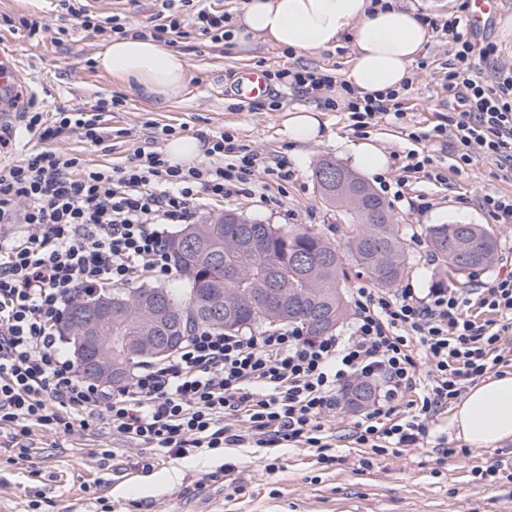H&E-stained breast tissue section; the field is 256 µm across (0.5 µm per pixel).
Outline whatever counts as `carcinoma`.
<instances>
[{"label":"carcinoma","mask_w":512,"mask_h":512,"mask_svg":"<svg viewBox=\"0 0 512 512\" xmlns=\"http://www.w3.org/2000/svg\"><path fill=\"white\" fill-rule=\"evenodd\" d=\"M325 168H337L347 175L344 194L324 183L321 173ZM313 177L325 203L348 220L344 245L303 224L286 229L274 224L269 231L266 225L234 211L185 225L181 233L186 247L180 252L170 250L184 281L182 292L164 288L125 292L123 296L138 302V306L129 311L112 307V323L101 329L102 352L114 360L119 336L131 344L146 335L158 336L162 341L155 352L130 350L120 358L112 386L129 382L139 364L172 355L192 327L244 331L267 321L265 312L246 305L225 308L221 315H214L212 304H224L226 296H243L257 288H285L288 304L282 306L273 322L298 324L306 335L318 337L336 332L345 319L346 263L367 274L380 288H393L401 281L408 257L401 225L390 205L365 179L332 158L320 160ZM425 236L442 268L438 288L462 282L469 272L483 266L485 253L497 249L495 232L482 224H430ZM300 255L317 262L313 273L295 264ZM104 300L103 296H91L70 304L60 324L69 343L75 342L68 329L77 314L89 304Z\"/></svg>","instance_id":"obj_1"}]
</instances>
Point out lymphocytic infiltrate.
<instances>
[{
  "label": "lymphocytic infiltrate",
  "instance_id": "obj_1",
  "mask_svg": "<svg viewBox=\"0 0 512 512\" xmlns=\"http://www.w3.org/2000/svg\"><path fill=\"white\" fill-rule=\"evenodd\" d=\"M494 53L458 40L446 86L459 110L411 135L417 142L452 136L460 168L483 158L512 168V74L492 83L481 75ZM274 77L346 111L361 133L383 118H405L395 92L372 99L349 89L334 100L323 96L333 83L327 74L299 66ZM119 104L101 98L87 110H59L51 121L22 113L42 146L0 168V224L13 227L0 233V435L10 447H29L36 426L66 434L77 423L91 431L103 423L156 456L291 443L315 449L328 465L324 419L349 379L382 385L351 429L356 444L381 455L418 444L430 418L494 368L512 365V347L502 340L512 327L510 271L468 295L359 287L343 336L312 338L290 325L255 334L198 327L172 356L140 365L120 388L81 378L57 331L69 304L148 274L168 278V225L189 223L199 193H241L264 165L227 132L212 136L208 161L191 166L143 148L124 165L88 168L53 149L73 132L94 145L111 138L103 116ZM412 392L416 400L401 407Z\"/></svg>",
  "mask_w": 512,
  "mask_h": 512
}]
</instances>
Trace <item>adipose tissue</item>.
I'll return each mask as SVG.
<instances>
[{"mask_svg":"<svg viewBox=\"0 0 512 512\" xmlns=\"http://www.w3.org/2000/svg\"><path fill=\"white\" fill-rule=\"evenodd\" d=\"M346 34L353 51L343 79L362 97L401 91L410 65L431 37L401 0H245L231 30L242 57L259 40L316 54L336 47ZM96 60L101 69L158 103L177 99L186 85L184 59L150 38H112ZM452 422L478 448L512 438V373L472 386Z\"/></svg>","mask_w":512,"mask_h":512,"instance_id":"1","label":"adipose tissue"}]
</instances>
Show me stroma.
<instances>
[{"mask_svg": "<svg viewBox=\"0 0 512 512\" xmlns=\"http://www.w3.org/2000/svg\"><path fill=\"white\" fill-rule=\"evenodd\" d=\"M404 3L419 17L435 22L436 28L410 66L407 90L400 93L406 120H381L363 136L351 128L346 112L325 108L322 100L301 92L285 90L276 110L269 109L267 100L245 103L231 92L247 67L270 73L303 66L338 81L350 64L352 46L346 38L336 49L314 55L260 41L250 57L239 59L230 45L201 34L192 12H184L181 33L170 48L185 60L190 79L181 97L164 106L98 67L96 56L112 40V31L84 29L61 0H0V40L17 54L41 111L87 110L99 98H120V106L105 116L118 137L99 146L75 134L54 141V149L78 156L86 166L122 165L141 147L165 150L169 138L161 129L167 125L181 136L210 137L226 131L268 162L284 161L288 178L260 170L246 193L228 199L199 194V218L234 210L265 224L311 225L340 243L346 221L325 205L314 185L318 160L332 157L355 167L352 147L364 140L388 157L423 151L435 159L444 178L409 179L405 200L392 207L406 229L410 261L400 285L424 294L435 283L437 263L425 227L483 224L496 232L497 252L492 263L460 284V291L466 292L492 280L502 272L503 261L512 259V225L497 223L480 205L488 193L512 195V169L483 159L469 169L454 170L452 144L417 143L409 134L441 123L449 112L445 76L454 61V34L494 46L493 59L482 65L487 79L512 73V0H501L498 14L476 35L469 28L464 0ZM75 5L145 31L157 24L161 9L160 0H112L105 9L90 0H75ZM451 16L460 20L454 34L439 27ZM22 17L42 21L47 28L40 37L29 38L14 26ZM296 107L320 109L318 141L297 144L283 136L287 112ZM419 194L432 202L422 213L407 204ZM355 417V410L342 405L329 417L326 426L333 434L331 453L336 457L329 465L318 463L312 448L230 446L179 459L159 457L150 469L141 470L136 463L144 449L107 428L89 432L77 425L62 435L37 426L29 451L0 446V512H512V439L492 448L468 445L458 436L448 410L429 420L427 435L415 447L373 459L349 436ZM443 442L454 448V455L441 454ZM101 448L114 450L115 458L101 459ZM498 463L507 469L506 478L474 481V468Z\"/></svg>", "mask_w": 512, "mask_h": 512, "instance_id": "obj_1", "label": "stroma"}]
</instances>
